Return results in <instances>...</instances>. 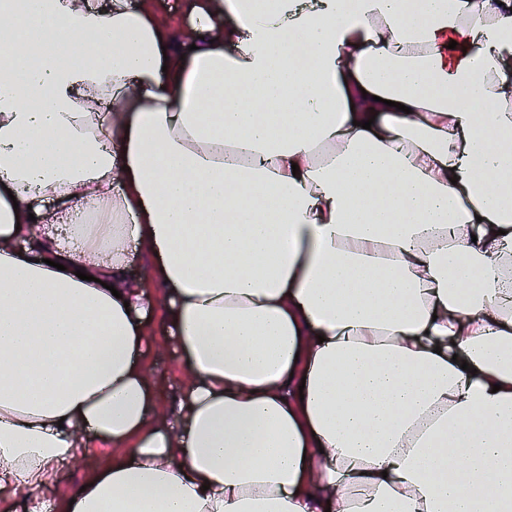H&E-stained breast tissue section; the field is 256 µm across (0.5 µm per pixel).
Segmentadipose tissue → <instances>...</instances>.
Returning a JSON list of instances; mask_svg holds the SVG:
<instances>
[{
	"label": "adipose tissue",
	"mask_w": 512,
	"mask_h": 512,
	"mask_svg": "<svg viewBox=\"0 0 512 512\" xmlns=\"http://www.w3.org/2000/svg\"><path fill=\"white\" fill-rule=\"evenodd\" d=\"M191 42L0 0V500L512 512V0H201ZM150 346L144 366L151 383L158 390V409H170L187 393L186 366L161 309L149 313ZM122 452V449L119 448H110L99 443L94 444L88 454L77 464L60 472L58 483L54 486L56 498L70 493L84 480L87 474L104 466L112 459V455Z\"/></svg>",
	"instance_id": "ef3b65f1"
}]
</instances>
